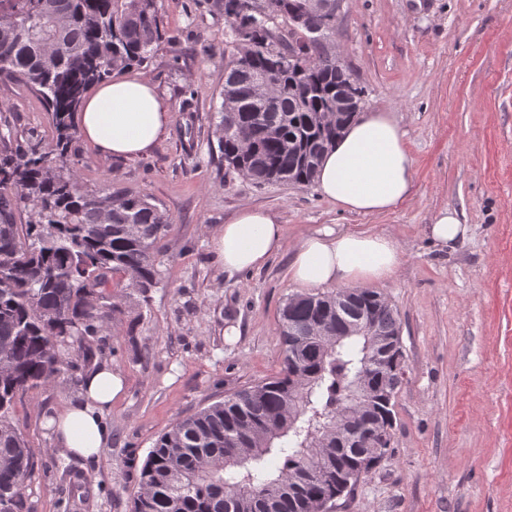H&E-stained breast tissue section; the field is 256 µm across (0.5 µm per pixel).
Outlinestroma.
I'll return each mask as SVG.
<instances>
[{
	"mask_svg": "<svg viewBox=\"0 0 512 512\" xmlns=\"http://www.w3.org/2000/svg\"><path fill=\"white\" fill-rule=\"evenodd\" d=\"M164 37L141 72L169 104L146 155L104 157L75 138L66 156L87 191L145 196L173 224L155 247L159 283L101 332L100 364L125 380L98 456L54 443L44 416L77 390L70 375L28 392L11 414L34 451L31 512H129L156 439L181 418L280 368V312L301 288L288 257L326 224L391 235L402 262L370 283L396 311L405 381L391 447L335 512H512V0H342L326 44L361 87L365 111L396 113L414 159L394 211L351 214L315 185L257 186L228 169L211 120L221 103L229 28L214 0H158ZM0 135L40 145L51 115L0 75ZM245 206L287 235L263 267L229 278L211 235ZM456 209L466 239L443 250L425 227ZM237 335H227L228 327Z\"/></svg>",
	"mask_w": 512,
	"mask_h": 512,
	"instance_id": "stroma-1",
	"label": "stroma"
}]
</instances>
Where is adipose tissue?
Instances as JSON below:
<instances>
[{
    "mask_svg": "<svg viewBox=\"0 0 512 512\" xmlns=\"http://www.w3.org/2000/svg\"><path fill=\"white\" fill-rule=\"evenodd\" d=\"M169 105L144 73L125 70L85 96L77 114L84 141L106 157L147 154L167 135ZM414 160L394 113L362 112L342 129L323 156L317 191L345 212L384 214L411 195ZM286 228L276 215L255 207L240 209L212 237L217 261L227 276L262 267L282 248ZM401 253L388 235L325 226L302 235L288 266L290 279L305 288L369 283L391 277ZM123 390L112 368L89 371L79 392L51 416L55 443L74 456L99 454L111 439L104 412Z\"/></svg>",
    "mask_w": 512,
    "mask_h": 512,
    "instance_id": "ef3b65f1",
    "label": "adipose tissue"
}]
</instances>
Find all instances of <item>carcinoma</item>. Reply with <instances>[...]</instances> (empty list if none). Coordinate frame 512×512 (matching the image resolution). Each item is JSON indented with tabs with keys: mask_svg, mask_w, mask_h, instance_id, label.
<instances>
[{
	"mask_svg": "<svg viewBox=\"0 0 512 512\" xmlns=\"http://www.w3.org/2000/svg\"><path fill=\"white\" fill-rule=\"evenodd\" d=\"M259 12L243 0H216L231 38L259 46L249 62L224 70L215 134L228 167L257 185H308L338 128L323 112L339 95L361 96L347 74L325 64V45L294 33L287 41L269 20L288 19L304 0H266ZM162 39L157 0H0V73L37 93L50 112L51 146L13 147L0 137V512H29L24 487L34 453L9 418L20 395L47 385L62 370L61 350L77 348L83 369L97 358L94 337L124 313L131 295L159 283L153 249L171 219L148 199L80 189L64 155L77 134L75 114L85 93L115 71L151 58ZM300 55L288 59V52ZM273 96L253 92L258 71ZM252 130L243 149L238 132ZM319 321L329 335L359 324L363 331L328 341L316 354L291 355L295 336ZM376 326L393 353L374 349L364 332ZM282 366L181 419L149 450L130 512H312L336 502L369 471L374 450L332 448L320 457L311 443L336 424L356 381L370 388V423L384 434L405 376L400 323L375 292L347 288L288 298L281 316ZM325 473L299 487L290 476Z\"/></svg>",
	"mask_w": 512,
	"mask_h": 512,
	"instance_id": "carcinoma-1",
	"label": "carcinoma"
}]
</instances>
